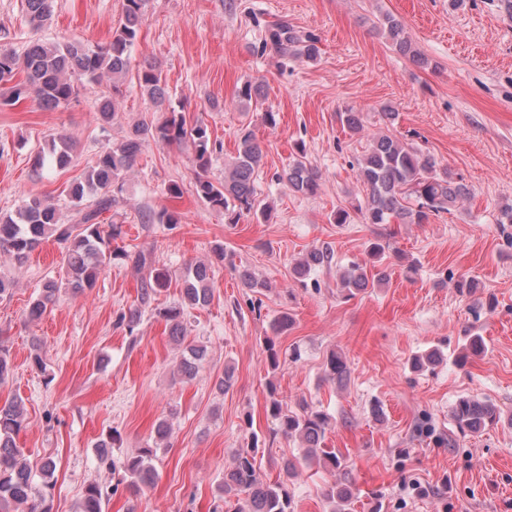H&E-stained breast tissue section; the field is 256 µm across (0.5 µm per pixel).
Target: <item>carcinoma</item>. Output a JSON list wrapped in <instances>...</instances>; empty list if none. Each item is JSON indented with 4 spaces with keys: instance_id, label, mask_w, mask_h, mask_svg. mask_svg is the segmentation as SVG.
<instances>
[{
    "instance_id": "cac0c4a2",
    "label": "carcinoma",
    "mask_w": 512,
    "mask_h": 512,
    "mask_svg": "<svg viewBox=\"0 0 512 512\" xmlns=\"http://www.w3.org/2000/svg\"><path fill=\"white\" fill-rule=\"evenodd\" d=\"M147 0H124L122 17L112 32L109 44L90 48L79 41H36L21 55L0 45L1 105H13L29 99L41 109L55 110L76 98L79 84L97 83L103 78L112 82V94L100 98L97 114L105 124H120L124 120L122 91L119 83L130 66V50L137 41L145 14ZM32 27L39 29L53 15V0H25ZM391 46L398 53L419 65L428 60L415 48L400 20L390 13L379 19ZM271 49L286 59L314 60L319 54L317 38L303 34L275 21L267 25L262 49ZM141 93L157 112L165 113L156 123L135 122L118 142L104 146L83 179L67 188V197L75 211L72 218L62 217L57 204L37 196L23 200L14 213L0 217V255L17 265H23L39 244L53 240L63 249L65 276L60 281L47 282L39 297L29 308V317H41L48 306L54 304L61 289L73 295H82L95 287L102 270L112 264L130 263L142 270L148 265L146 254L112 246L122 236V225H104L100 216L117 204L123 192L125 177L132 170L143 149L150 143L191 145L195 152L197 173L193 192L198 199L216 211L224 212L228 223L236 224L244 213L266 215L267 206L259 199L257 180L264 152L256 136L246 131L237 145L231 165L224 168V180L215 182L207 170L215 152L222 145L211 140L205 125H188L183 113L170 103V94L162 76L161 64L146 62L138 73ZM237 98L245 102L260 103L266 98L260 82H245L237 91ZM338 120L353 134L364 131L361 113H337ZM73 145L67 137L50 138L45 150L35 158V166L50 163L58 168L72 161ZM298 155L288 168L277 175L292 191L303 196H314L320 189L321 173L306 158L305 147L297 146ZM357 180L366 191L364 201L354 206L366 224H425L433 216L448 213L467 194L465 186L455 180L446 168H438L433 156L423 152L414 143L401 140L391 132H381L372 138L369 148L356 160ZM386 247L371 244L370 262H353L341 276L342 287L353 296L369 285L384 284L389 274L382 267ZM334 252L328 245H315L296 260L293 271L297 278H307L319 267H331ZM210 266L206 262L191 263L183 271L181 301L157 309V316L169 326V334L183 345L180 373L193 378L208 355L202 343H187L182 335L185 311L204 307L212 298ZM169 285V273L164 268H152L141 278L138 302L121 313L118 323L134 331L139 324L142 309ZM483 337L472 335L458 356L466 362L471 356L485 351ZM326 377L343 380L348 367L342 355L332 351L326 358ZM266 412L273 420L275 431L286 438H297L305 445L302 457L283 461V478L268 482L257 472L251 448H239L233 453L230 466L224 470V504L232 512H295V501L288 492V482L299 474L300 467L313 464L340 472L342 477L324 489L325 500L333 512H353L356 501L354 483L343 455L325 445L330 417L307 404L299 411H286L276 397L273 385H268ZM451 416L463 434H477L499 422L495 405L468 397L460 398L452 407ZM26 412L22 399L15 397L0 404V512H51L47 495L36 488L35 477L42 479L43 487H51L50 479L57 469L52 456H44L31 463L23 449L16 446L15 435L26 426ZM154 450L144 448L122 462L126 489L138 497L143 487L155 478L151 457ZM117 488L104 489L90 483L79 503L78 512H105L109 496Z\"/></svg>"
}]
</instances>
